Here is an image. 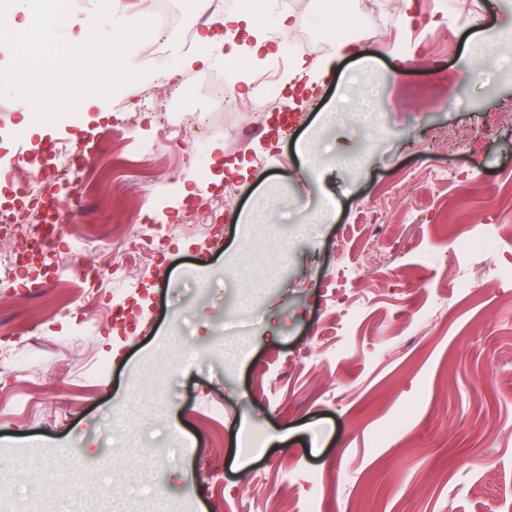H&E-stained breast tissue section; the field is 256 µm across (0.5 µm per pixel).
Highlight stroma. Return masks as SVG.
<instances>
[{
  "label": "stroma",
  "instance_id": "1",
  "mask_svg": "<svg viewBox=\"0 0 512 512\" xmlns=\"http://www.w3.org/2000/svg\"><path fill=\"white\" fill-rule=\"evenodd\" d=\"M346 7L376 32L288 128L179 111L180 89L210 97L184 64L110 94L102 122L28 137L89 158L56 280L0 266V512H512V280L488 275L512 263V0H423L409 22L404 0ZM286 12L283 43L331 54L316 0H265L263 30ZM489 36L496 70L464 81ZM0 68L1 136L20 99L61 111L59 76ZM156 92L202 146L159 131ZM451 130L468 137L439 146ZM258 202L260 232L241 221ZM475 228L491 241L466 248Z\"/></svg>",
  "mask_w": 512,
  "mask_h": 512
}]
</instances>
